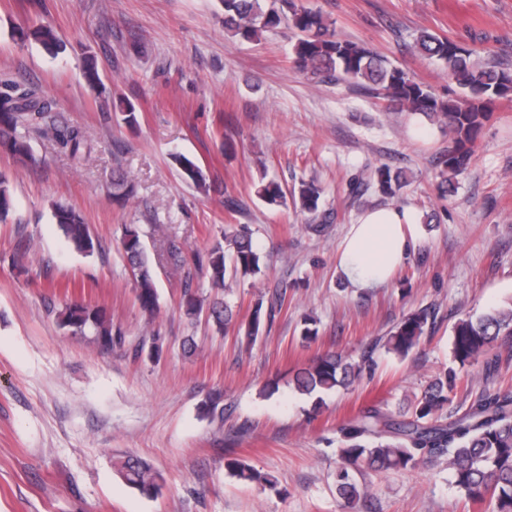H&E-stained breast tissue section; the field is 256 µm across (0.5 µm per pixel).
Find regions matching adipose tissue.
Here are the masks:
<instances>
[{"label":"adipose tissue","instance_id":"obj_1","mask_svg":"<svg viewBox=\"0 0 512 512\" xmlns=\"http://www.w3.org/2000/svg\"><path fill=\"white\" fill-rule=\"evenodd\" d=\"M414 211L379 207L364 212L352 225L340 250V266L359 288L388 281L409 253Z\"/></svg>","mask_w":512,"mask_h":512}]
</instances>
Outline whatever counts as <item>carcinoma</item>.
Instances as JSON below:
<instances>
[{"instance_id": "cac0c4a2", "label": "carcinoma", "mask_w": 512, "mask_h": 512, "mask_svg": "<svg viewBox=\"0 0 512 512\" xmlns=\"http://www.w3.org/2000/svg\"><path fill=\"white\" fill-rule=\"evenodd\" d=\"M224 29L233 37L257 40L265 31L282 25L297 35L294 45V66L312 76L334 75L380 95L390 106L407 112L434 117L448 132V151L442 157L439 192L446 196L454 191L453 178L468 167L484 123L492 106L501 97L502 89L512 81V73L495 66H482L471 61L474 50L463 47L448 37L427 29L418 32L414 49L422 57L442 63L448 79L461 90L456 97L437 96L416 81L405 69L390 64L384 56L369 47L342 37L327 23L321 12L296 3V0H222ZM13 36L21 43L34 41L48 50L61 47L53 27L45 23H28L14 29ZM88 86L100 95L107 93L97 64L84 68ZM54 102L26 84L9 78L0 80V151L26 159L30 154L27 133L37 131L55 142L79 164L87 148L85 133L53 112ZM183 181L204 190L206 174L192 158L173 156ZM380 190L393 195L406 186L405 175L388 167L375 171ZM134 195V184L122 173L112 174V198L127 202ZM268 206L281 207L293 202L301 210L315 213L319 209L320 189L302 181L298 192L287 194L280 183L270 180L258 191ZM14 204L9 180L0 175V223L13 215ZM54 223L65 240L76 251L91 255L99 249L80 212L73 208L52 205ZM225 246L216 245L208 253H187L175 239L166 242L164 259L177 269L188 264L209 275L212 286L226 287L225 280L239 276H256L262 272L261 255L246 228L224 230ZM123 252L136 280V299L140 309L152 316L159 307V293L141 232L138 226L125 227L121 238ZM285 297H273L269 305L259 300L249 319L238 331L253 342L262 335L282 309ZM181 309L194 322L201 315L219 332L228 328L233 310L216 297L207 302L192 287L191 277L183 282ZM430 312L410 313L390 332L384 347L399 357L407 356L424 335ZM60 326L74 335H91L101 348L112 347V315L102 306L70 303L57 315ZM512 336V307L493 308L474 319L461 318L453 327L454 361L465 366L477 361L500 336ZM159 338L142 341L136 355L160 358ZM361 366L338 355L314 362L295 376L297 390L304 394L349 387L360 376ZM223 396L216 392L204 401L201 417L219 425L224 422ZM449 402L448 375L437 377L424 391L413 414L397 419L376 408L367 410L360 420L339 429L341 447L337 449L345 466L336 472V495L348 509L368 493L356 482L353 472L363 465L374 471L414 468L421 464L448 461L451 479L458 491L473 501L488 504L490 512H512V391H499L479 396L462 415L444 412ZM227 469L237 479L265 486L271 480L239 459H229ZM120 477L132 488L148 497L158 496L164 485L162 474L147 461L126 457L118 467Z\"/></svg>"}]
</instances>
